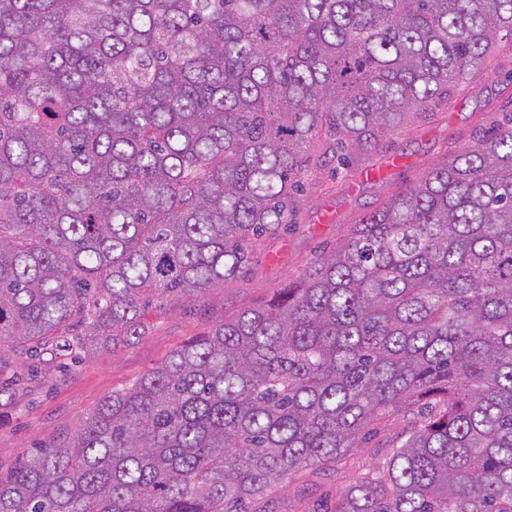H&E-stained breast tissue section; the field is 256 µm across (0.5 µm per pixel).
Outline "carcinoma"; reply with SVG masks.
<instances>
[{
  "instance_id": "obj_1",
  "label": "carcinoma",
  "mask_w": 512,
  "mask_h": 512,
  "mask_svg": "<svg viewBox=\"0 0 512 512\" xmlns=\"http://www.w3.org/2000/svg\"><path fill=\"white\" fill-rule=\"evenodd\" d=\"M512 43V0H0V407L238 277L300 176ZM320 153H310L314 142ZM423 401L331 512H512V113L301 283L0 472V512H275Z\"/></svg>"
}]
</instances>
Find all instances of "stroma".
I'll return each instance as SVG.
<instances>
[{
	"mask_svg": "<svg viewBox=\"0 0 512 512\" xmlns=\"http://www.w3.org/2000/svg\"><path fill=\"white\" fill-rule=\"evenodd\" d=\"M504 112H512V47L506 45L426 119L384 137L348 170L329 166L308 173L291 226L255 247L244 276L196 299L153 302L144 336L117 352L98 346L70 372L47 375L0 408V469L76 431L106 396L129 387L179 346L242 310L265 305L277 290L298 282L366 213L473 145ZM404 421L399 414L371 425L341 465L293 475L273 493L275 512L334 506L353 473L384 464L386 442Z\"/></svg>",
	"mask_w": 512,
	"mask_h": 512,
	"instance_id": "obj_1",
	"label": "stroma"
}]
</instances>
